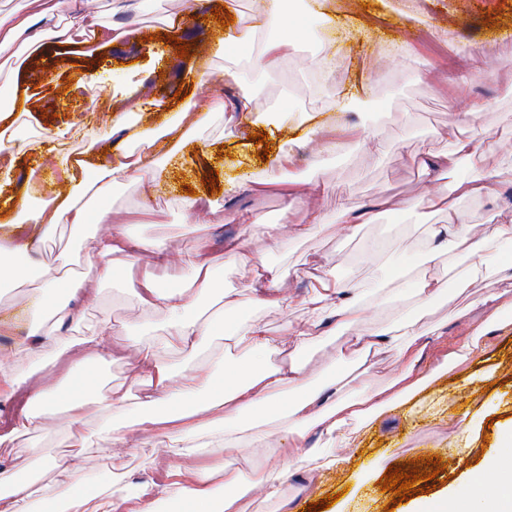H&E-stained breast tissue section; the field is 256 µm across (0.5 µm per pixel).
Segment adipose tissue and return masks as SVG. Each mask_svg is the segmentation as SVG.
Masks as SVG:
<instances>
[{"mask_svg":"<svg viewBox=\"0 0 512 512\" xmlns=\"http://www.w3.org/2000/svg\"><path fill=\"white\" fill-rule=\"evenodd\" d=\"M33 2L38 10L32 14L0 12L1 59H25L48 41L72 45L89 35L94 43L109 45L124 35L119 25L71 15L73 0ZM291 25L285 0H263L261 22L237 20L224 49L259 45L256 68L275 70L293 51ZM269 26L284 28V35L259 40ZM359 102L360 93L353 90L306 118L308 143L317 155L368 142L366 130L338 118ZM190 129L179 120L147 135L122 113L113 120L112 135L120 143L145 144L162 168L179 155ZM491 152L498 164L489 173L485 166ZM421 161L427 173L451 174L463 164L474 172L446 189L427 180L426 203L446 221L427 228L423 267L411 275L378 268L369 279L349 285L313 252L305 261L310 289L300 298L278 267L249 255L243 236L225 238L220 255L209 240H200L187 259L166 241L130 235L124 216L111 208L89 211L83 203L88 191L101 195L141 177V157L119 150L104 161L91 146L79 159L59 154V190L39 208L6 216L9 229L0 234V288H20L25 294L24 304L0 303V336L11 339L8 349H0V447L5 450L0 512H34L37 503L57 501L64 502L66 512H157L162 494L183 503L184 512H244L241 502L249 496L281 510L287 503L284 474L291 464L336 468L335 451L351 446L353 424L408 403L427 386L430 377L419 365L428 345L445 332L429 326L424 312L449 298L440 273L444 265L460 283L487 281L486 291L473 301L487 317L440 353L436 368L443 371L454 361L483 355L485 337L502 328V313L512 310V254L502 249L512 242V212L495 224L467 222L460 204L501 199L512 184V143L497 142L488 152L471 137L458 136L445 150L423 151ZM294 166L293 151H281L251 189L282 186L285 208L298 211V221L264 225L258 216L239 210L229 216L237 224L261 225L269 252L312 239L323 223V184L287 179ZM61 238L75 244V251H64L57 264L43 263L47 243ZM75 261L82 271L72 269ZM222 262L247 265L248 275L241 287L216 296L214 272ZM129 265L138 268L135 315L129 322H87L73 314V302H98L102 286ZM185 267L190 274L184 278ZM373 278L386 282L395 300L413 304L412 313L396 326L383 327L379 306L367 299ZM300 305L304 316L291 320V311ZM244 309L250 317L235 320ZM268 312L283 315L279 328L265 320ZM338 333L346 337L338 358L352 360L353 368L315 382L307 355ZM217 338L236 350V358L219 356L201 364L202 352ZM384 351L393 356L390 379L365 383ZM128 359L136 369L134 388L102 387L96 367ZM92 418L97 424L91 428ZM313 428L319 439L311 446L307 433ZM57 429L67 433L63 456L34 458L18 447L20 440ZM112 448L148 449L150 462L162 465L158 482L135 483L124 472L113 473L105 485L89 478L88 457ZM217 448H248L254 459L245 467L229 459L215 461L211 454ZM34 468L52 472V485L26 481ZM500 470V462L490 461L471 476L465 497L473 512H512V485L501 481Z\"/></svg>","mask_w":512,"mask_h":512,"instance_id":"ef3b65f1","label":"adipose tissue"}]
</instances>
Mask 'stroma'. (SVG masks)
<instances>
[{
  "label": "stroma",
  "instance_id": "stroma-1",
  "mask_svg": "<svg viewBox=\"0 0 512 512\" xmlns=\"http://www.w3.org/2000/svg\"><path fill=\"white\" fill-rule=\"evenodd\" d=\"M110 2L84 0V7L104 23H123L127 34L112 46L88 51L49 41L21 70L0 72V88L25 90L27 111L19 122L27 137L42 142L41 152L16 153L12 185L0 194V211L18 209L23 198L33 202L53 196L58 184L53 133L58 126L73 127L67 145L71 154H82L92 144L103 159L112 157L109 101L126 77L147 89L145 99L125 107L143 127L178 120L187 105L219 96L227 101L250 96L263 122L281 120L286 113L295 118L358 86L364 90L361 105L341 118L371 132L372 141L321 159L303 138L295 139L297 161L290 176L326 184V227L313 240L288 244L269 256L270 262L291 271L316 249L325 254L336 277L350 282L373 265L412 270L423 263L422 249L406 255L395 250L400 239L422 240L426 227L441 221L420 202L423 178L414 160L419 150L445 148L455 134L483 144L512 140V0H327L328 10L346 23L352 37L339 45L332 69L322 80L313 77L310 64L334 35L318 18L302 17L306 32L279 70L253 73L243 53L237 58L243 69L234 80L225 77L226 62L216 50L227 31L213 13L229 4L256 18L261 0H196L191 7L185 0H127L119 14L112 13ZM377 15L382 18L377 28L361 29V20ZM447 20L453 21V28L442 38L426 41L411 66L390 63L393 48L424 41L426 27ZM181 42L189 46L184 57L177 49ZM476 49L484 54L487 70L458 92L484 100L487 108L475 116L449 111L447 97L432 90L431 78L452 72L461 55ZM257 151L255 141L240 136L231 112L201 118L182 156L155 181L151 198H143L139 183L125 181L91 207L133 211L146 204L162 211L163 221L130 225L133 236L168 237L174 246L188 250L195 237L205 233L213 248L222 250L225 237L242 231L241 225L226 221L228 211L254 210L266 224L286 219L277 193L243 191L229 198L220 192L228 181L244 184L266 171ZM191 188L209 197L216 209L208 224L197 223L182 206ZM383 189L409 200V208L387 212L376 207L374 196ZM351 203L370 209L371 221L355 234L336 235L332 227ZM133 286L128 277L105 285L101 305L87 309L86 319L126 320L134 304ZM482 289V284H474L453 307L428 309L426 322H447L449 340L463 338L483 317L470 305ZM353 445L356 452L345 469H290L284 487L291 512H308V505L330 494L337 500L328 512H411L422 490H444L459 483L463 468L477 469L490 459L512 456V324L488 337L482 357L455 363L412 402L364 424ZM431 457L443 459L447 466L433 481H420L411 499L394 503L389 493L380 491L378 483L390 468L407 474L423 470ZM459 459L464 462L460 469L455 466Z\"/></svg>",
  "mask_w": 512,
  "mask_h": 512
}]
</instances>
